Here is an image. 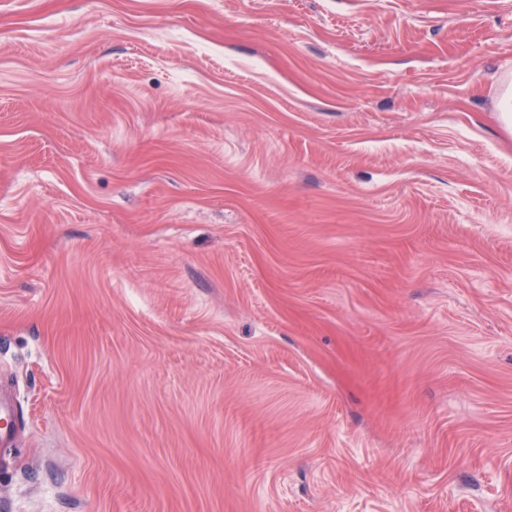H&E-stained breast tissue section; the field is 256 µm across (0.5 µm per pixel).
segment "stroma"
<instances>
[{
  "label": "stroma",
  "mask_w": 512,
  "mask_h": 512,
  "mask_svg": "<svg viewBox=\"0 0 512 512\" xmlns=\"http://www.w3.org/2000/svg\"><path fill=\"white\" fill-rule=\"evenodd\" d=\"M512 0H0V512H512Z\"/></svg>",
  "instance_id": "35a3bbf8"
}]
</instances>
